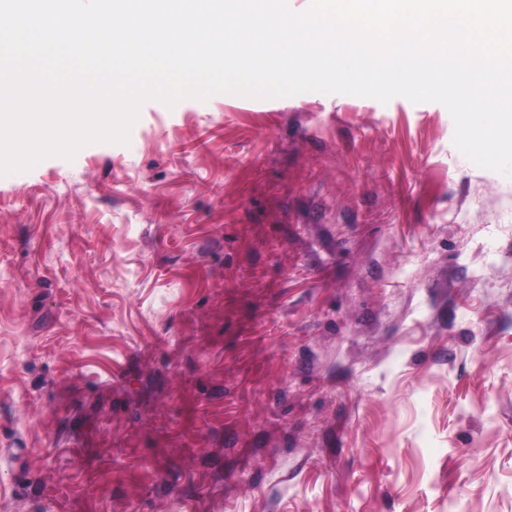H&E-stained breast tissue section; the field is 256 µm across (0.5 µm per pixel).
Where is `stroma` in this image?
<instances>
[{"label": "stroma", "instance_id": "stroma-1", "mask_svg": "<svg viewBox=\"0 0 512 512\" xmlns=\"http://www.w3.org/2000/svg\"><path fill=\"white\" fill-rule=\"evenodd\" d=\"M453 133L216 94L0 176V512H512V178Z\"/></svg>", "mask_w": 512, "mask_h": 512}]
</instances>
